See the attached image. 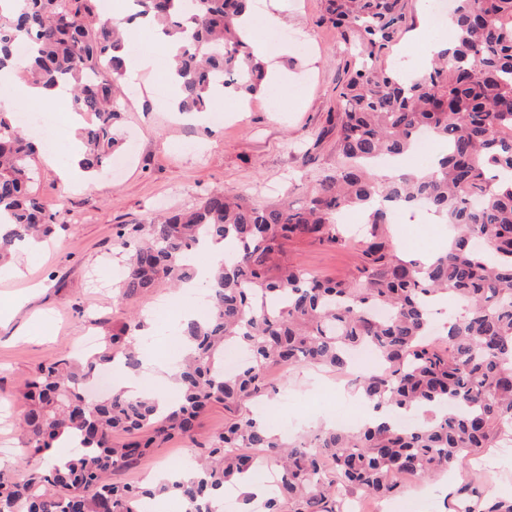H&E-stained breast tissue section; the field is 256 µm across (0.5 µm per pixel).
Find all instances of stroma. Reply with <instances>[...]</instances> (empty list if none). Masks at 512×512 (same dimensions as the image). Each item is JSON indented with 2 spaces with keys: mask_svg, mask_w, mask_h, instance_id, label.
<instances>
[{
  "mask_svg": "<svg viewBox=\"0 0 512 512\" xmlns=\"http://www.w3.org/2000/svg\"><path fill=\"white\" fill-rule=\"evenodd\" d=\"M278 15V28L299 34L307 53L282 46L267 54L288 73L293 90L276 106L262 94L216 96L224 109L223 124L210 113L201 121L175 119L165 93L170 59L149 37L133 39L136 51L152 48L156 65L139 79L129 95L118 127L128 157L119 172L102 170L90 190L63 191L54 160L65 159L68 142L55 154L37 153V191L56 226L48 250L23 253L16 272L0 279V302L24 298V305L0 323V440L17 444L22 403L16 393L40 363L55 355H74L82 341L102 332L103 324H121L150 314L157 331L155 359L169 365L174 357L169 324L173 318L195 314L189 293L162 284L132 299H117L114 269L124 256L114 247L119 225L147 223L151 214L198 204L208 189L242 195L260 205L281 201L302 204L324 170L336 163L335 136L328 133L327 116L338 109V93L347 79L349 57L339 32L321 19L322 0H290ZM451 234L445 224H410L392 217L390 235L402 246L401 256L418 257L442 250ZM281 264L336 279L356 275L361 254L353 241L343 244L288 243ZM268 379L275 393L248 406L247 414L264 418L278 433L298 435L318 430L323 417L346 420L347 410H360L349 382L336 374L310 367L288 372L272 368ZM194 445L172 439L153 448L137 470L116 474L119 483L142 485L149 473L194 453ZM455 485L472 483L488 496H512V451L482 449L468 467L455 470ZM444 484H406L393 498L380 502L381 512H446Z\"/></svg>",
  "mask_w": 512,
  "mask_h": 512,
  "instance_id": "stroma-1",
  "label": "stroma"
}]
</instances>
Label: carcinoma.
Wrapping results in <instances>:
<instances>
[{"instance_id":"carcinoma-1","label":"carcinoma","mask_w":512,"mask_h":512,"mask_svg":"<svg viewBox=\"0 0 512 512\" xmlns=\"http://www.w3.org/2000/svg\"><path fill=\"white\" fill-rule=\"evenodd\" d=\"M167 36L177 38L176 75L182 112H204L217 93L255 95L267 88L264 63L248 51L236 22L249 0H134ZM100 0H0V70L25 42L26 78L69 91L73 111L90 116L84 129L86 171L106 167L121 145L126 65L120 19L99 18ZM455 36L425 70L404 79L377 60L408 26L405 0H323V19L340 30L355 66L339 92L336 167L309 201L257 205L221 190L199 207L117 234L128 258L119 281L126 299L167 283L178 287L196 270L193 249L206 240L230 249L203 285L208 315L184 321L189 351L174 367L179 403L113 390L94 398L82 388L96 368L122 357L140 367L144 323L132 319L107 332L101 347L76 360L38 365L22 394L21 456L44 454L69 434L78 453L19 477L0 465V512H145L157 493L173 494L207 512L224 487L243 474L275 469L277 490L265 512H343L341 491L384 498L409 480H436L462 468L482 448L512 432V0H453ZM429 131L447 146L427 174L382 175L374 165L412 150ZM34 144L0 110V265L26 239L52 232L54 216L40 203L33 176ZM422 206L453 229L424 266L394 254L387 231L392 204ZM370 212L362 265L351 280L321 279L276 262L291 241L339 243L338 212ZM449 313L441 340L429 337L431 306ZM383 308L389 316L380 318ZM238 344L248 363L234 375L219 370L224 346ZM374 349L380 368L358 388L383 421L357 431L319 429L288 441L241 407L270 391L267 371L317 366L346 372L352 352ZM218 403L233 418L202 446L187 481L150 489L117 485L108 474L136 467L147 449L175 436L194 439L197 419ZM415 417L401 428L395 417ZM455 512H512V500L489 501L479 488L456 492Z\"/></svg>"}]
</instances>
